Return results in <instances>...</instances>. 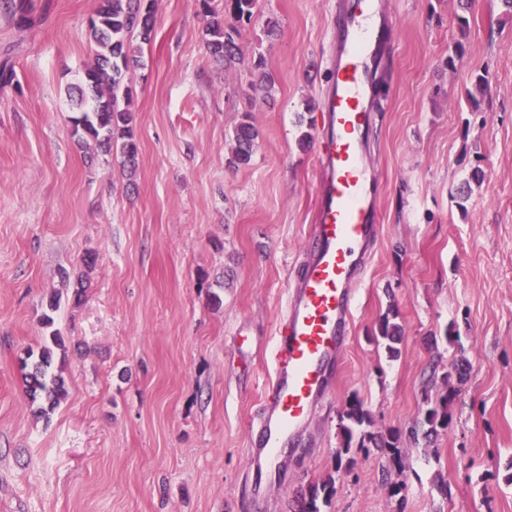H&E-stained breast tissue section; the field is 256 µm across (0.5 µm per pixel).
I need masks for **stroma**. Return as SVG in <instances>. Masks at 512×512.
Returning a JSON list of instances; mask_svg holds the SVG:
<instances>
[{"mask_svg":"<svg viewBox=\"0 0 512 512\" xmlns=\"http://www.w3.org/2000/svg\"><path fill=\"white\" fill-rule=\"evenodd\" d=\"M337 2L260 0L228 72L206 51L194 0H155V34L134 43L127 72L132 175L115 153L86 161L72 136L97 0H26L21 16L0 8V62L13 68L0 87V512H292L331 474L327 512H512V17L502 0H473L464 34L458 0H378L394 24L368 145L382 233L342 371L302 452L283 458L282 486L250 474L249 426L313 219L311 136ZM458 41L465 55L447 67ZM260 58L276 77L267 99L251 88ZM483 67L492 83L473 112L465 90ZM246 111L261 137L251 163L233 168ZM476 165L484 179L459 203ZM392 305L405 327L394 358L375 337ZM53 330L65 339L53 369L67 397L41 417L19 358ZM460 361L448 429L408 446L405 501L384 485L377 451L336 473L351 396L374 430L405 431L431 371Z\"/></svg>","mask_w":512,"mask_h":512,"instance_id":"1","label":"stroma"}]
</instances>
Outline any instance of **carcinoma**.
I'll use <instances>...</instances> for the list:
<instances>
[{"label":"carcinoma","mask_w":512,"mask_h":512,"mask_svg":"<svg viewBox=\"0 0 512 512\" xmlns=\"http://www.w3.org/2000/svg\"><path fill=\"white\" fill-rule=\"evenodd\" d=\"M196 7L207 21L206 48L209 55L229 70L241 60L238 37L241 29L252 24L258 14L259 0H224V14L211 5L212 0H195ZM156 25L154 0H100L96 18L91 20L90 38L95 43L94 58L84 68L79 99L90 101V107L71 118L73 135L78 143L111 152L119 149L123 167L131 173L138 167V144L132 131L133 116L128 109L131 89L125 84L126 72L131 60L132 38L144 44L150 43ZM489 69L475 70L470 74L471 89L467 90L471 107H477L476 93L485 92L490 86ZM260 138V131L249 115L235 129L230 146L229 163L235 167L247 166ZM398 311L388 310L377 327L378 337L384 341L389 356L399 353L398 344L405 329L396 322ZM64 349L63 336L57 331L50 333L32 363L31 370L23 374L26 392L35 403L42 402L38 412L42 415L54 410L67 396L64 379L52 372L54 349ZM463 364L452 366L442 374L441 380L448 387L440 398L426 399L422 418L409 429L408 440H425L449 427L450 403L457 393L451 378L463 380ZM368 411L363 402L352 396L346 403L340 425L341 446L336 449V470L351 471L355 464L353 454L377 449L386 459L382 469L384 484L393 496H406L408 485L401 479L404 471L406 448L400 431L374 432ZM336 479L330 475L310 487L301 496L298 512H322L335 493Z\"/></svg>","instance_id":"carcinoma-1"}]
</instances>
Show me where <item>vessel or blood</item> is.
Listing matches in <instances>:
<instances>
[{
	"label": "vessel or blood",
	"instance_id": "obj_1",
	"mask_svg": "<svg viewBox=\"0 0 512 512\" xmlns=\"http://www.w3.org/2000/svg\"><path fill=\"white\" fill-rule=\"evenodd\" d=\"M317 130V208L306 233L270 356V386L253 422L251 471L279 481L284 448L297 444L341 364L361 286L380 232L378 178L365 149L371 62L383 34L377 0H348Z\"/></svg>",
	"mask_w": 512,
	"mask_h": 512
}]
</instances>
